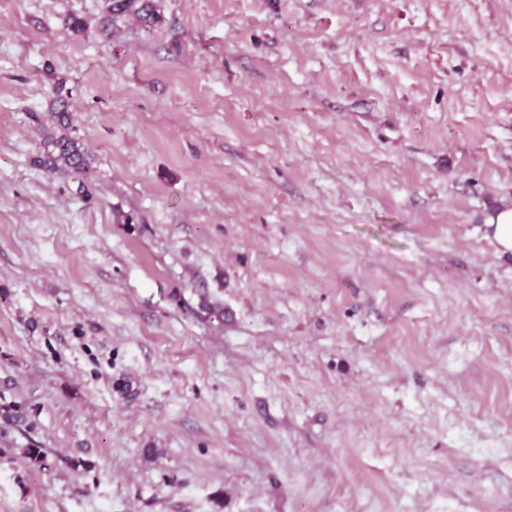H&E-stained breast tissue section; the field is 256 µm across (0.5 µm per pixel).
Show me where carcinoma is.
<instances>
[{
  "mask_svg": "<svg viewBox=\"0 0 512 512\" xmlns=\"http://www.w3.org/2000/svg\"><path fill=\"white\" fill-rule=\"evenodd\" d=\"M128 17L152 25L161 20L154 0H107L106 15L100 22V31L109 33ZM52 117V125L40 126L43 152L37 158L38 166L60 176L89 171L91 158L83 142L71 134V117L66 100H56Z\"/></svg>",
  "mask_w": 512,
  "mask_h": 512,
  "instance_id": "cac0c4a2",
  "label": "carcinoma"
}]
</instances>
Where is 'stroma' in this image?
Wrapping results in <instances>:
<instances>
[{"label": "stroma", "mask_w": 512, "mask_h": 512, "mask_svg": "<svg viewBox=\"0 0 512 512\" xmlns=\"http://www.w3.org/2000/svg\"><path fill=\"white\" fill-rule=\"evenodd\" d=\"M156 2L0 0V512H512V0ZM128 17H135L140 23L152 25L161 20L153 0H108L106 15L100 22V31L110 33L112 28ZM52 117L51 126L40 125L43 152L36 160L38 166L60 176L88 172L91 158L83 142L71 134V117L65 99L56 100ZM499 256L512 254V205L505 203L495 209L486 224Z\"/></svg>", "instance_id": "35a3bbf8"}]
</instances>
